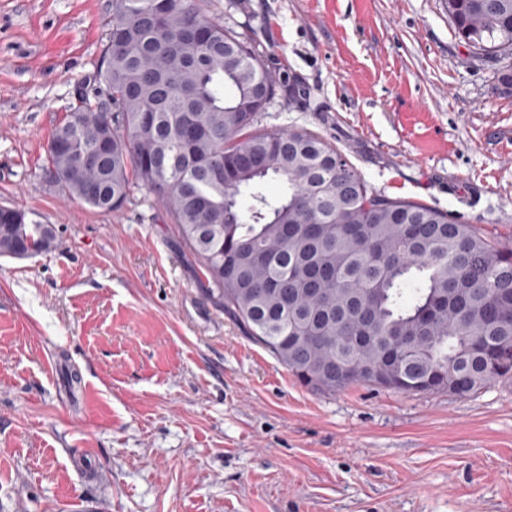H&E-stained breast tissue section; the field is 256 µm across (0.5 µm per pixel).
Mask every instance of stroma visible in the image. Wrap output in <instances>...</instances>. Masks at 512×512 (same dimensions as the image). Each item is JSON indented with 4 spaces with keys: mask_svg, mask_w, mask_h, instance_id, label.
<instances>
[{
    "mask_svg": "<svg viewBox=\"0 0 512 512\" xmlns=\"http://www.w3.org/2000/svg\"><path fill=\"white\" fill-rule=\"evenodd\" d=\"M445 0H205L304 96L263 126L335 144L368 188L512 237V82ZM111 0H0V206L57 247L0 257V512H512V378L469 396L314 393L200 283L155 195L64 197L48 147Z\"/></svg>",
    "mask_w": 512,
    "mask_h": 512,
    "instance_id": "35a3bbf8",
    "label": "stroma"
}]
</instances>
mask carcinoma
<instances>
[{
	"label": "carcinoma",
	"instance_id": "cac0c4a2",
	"mask_svg": "<svg viewBox=\"0 0 512 512\" xmlns=\"http://www.w3.org/2000/svg\"><path fill=\"white\" fill-rule=\"evenodd\" d=\"M445 4L472 56L512 59V0ZM103 55L108 99L81 89L53 183L104 212L156 194L209 294L303 387L466 396L512 374V242L373 193L315 132L260 127L284 79L201 0H112ZM56 244L55 225L0 206V256Z\"/></svg>",
	"mask_w": 512,
	"mask_h": 512
}]
</instances>
